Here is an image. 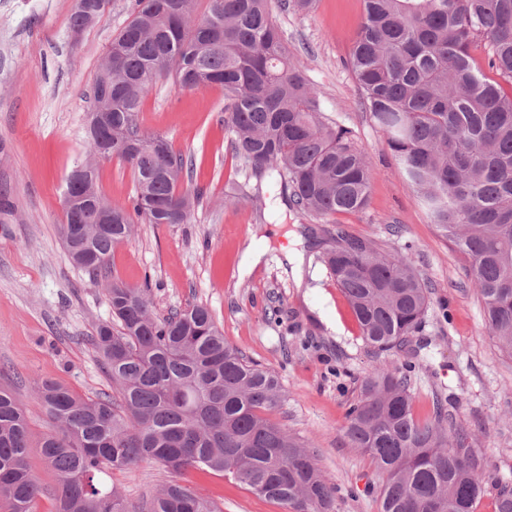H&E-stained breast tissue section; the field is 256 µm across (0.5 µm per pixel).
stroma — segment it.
Here are the masks:
<instances>
[{"label":"stroma","mask_w":512,"mask_h":512,"mask_svg":"<svg viewBox=\"0 0 512 512\" xmlns=\"http://www.w3.org/2000/svg\"><path fill=\"white\" fill-rule=\"evenodd\" d=\"M73 7L74 0H0V190L10 203L0 212V385L28 417V462L42 487L36 512H56L57 481L39 448L52 423L32 386L52 379L84 397L112 389L89 342L95 326L111 318L105 294L70 261L57 227L66 179L88 153V91L131 18V0H108L77 38ZM273 16L293 63L320 92L324 119L347 128L375 168L367 209L334 225L297 216L274 174L261 184L262 206L226 203L238 186L256 182L232 150L223 89L183 90L163 79L137 121L192 159L204 194L191 223L138 225L134 240L114 249L110 274L131 286L151 282L161 316L206 305L228 344L277 374L287 399L271 418L309 447L335 485L332 512H380L383 476L351 447L344 425L355 388L384 360L409 367L418 419L430 417L439 396L471 432L484 474L477 512H491L499 489L512 487V356L489 335L466 262L415 203L385 134L364 109L347 65L362 2L315 0L309 12L277 8ZM98 184L115 201L133 194L130 169L114 158L99 162ZM340 226L408 256L431 290L420 331L400 351L379 356L367 347L322 261ZM289 243L304 255L298 276L282 252ZM255 253L259 262L246 266ZM170 479L153 462L108 477L134 505ZM179 481L219 512H292L229 475L189 470Z\"/></svg>","instance_id":"1"}]
</instances>
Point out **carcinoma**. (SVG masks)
I'll return each instance as SVG.
<instances>
[{
    "instance_id": "1",
    "label": "carcinoma",
    "mask_w": 512,
    "mask_h": 512,
    "mask_svg": "<svg viewBox=\"0 0 512 512\" xmlns=\"http://www.w3.org/2000/svg\"><path fill=\"white\" fill-rule=\"evenodd\" d=\"M134 0L91 89L104 115L93 158L131 170L127 202L105 198L91 167L66 192L59 233L75 266L104 284L111 319L89 341L112 392L81 397L51 381L33 392L52 421L41 455L57 477V512H218L177 480L130 507L100 478L154 461L230 474L294 512H331L336 488L308 448L270 421L286 393L277 376L224 341L211 311L192 305L159 317L145 287L107 274L112 250L135 225L188 224L203 190L192 164L137 113L161 78L184 90L224 88V127L257 181L280 178L301 216L359 213L374 170L347 129L320 119L316 88L288 61L271 0ZM348 65L371 121L407 187L469 266L490 336L512 355V0H362ZM489 49V78L471 54ZM323 262L375 353L401 347L431 303L403 255L336 227ZM408 372L374 366L361 380L345 435L384 476L381 512H476L483 494L472 435L436 400L412 411ZM30 431L16 396L0 387V512H33L42 488L28 465Z\"/></svg>"
}]
</instances>
